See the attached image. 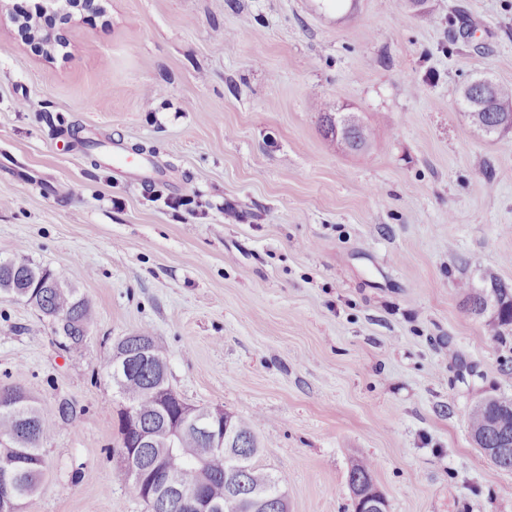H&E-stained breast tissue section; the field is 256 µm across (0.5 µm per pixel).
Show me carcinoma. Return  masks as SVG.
Returning a JSON list of instances; mask_svg holds the SVG:
<instances>
[{"label":"carcinoma","mask_w":512,"mask_h":512,"mask_svg":"<svg viewBox=\"0 0 512 512\" xmlns=\"http://www.w3.org/2000/svg\"><path fill=\"white\" fill-rule=\"evenodd\" d=\"M455 101L470 106L475 102L481 111L469 113L472 122L484 133L512 128V86L489 78H477L455 91ZM325 136L345 153L363 151L373 145L370 125L356 119L348 128L336 129L334 117L337 103L318 100ZM57 276L25 257L0 261V291L36 309L48 320L54 334L61 338L59 346L68 351L85 341L94 311L89 300L72 285L50 282ZM484 286L475 288L468 281L458 288L465 297L468 312L482 316L493 308L489 325L497 329L512 325V287L498 276L487 273ZM118 348L140 356L150 349L153 358L166 362L162 348L152 336L139 332L119 341ZM105 370L111 377L119 400L136 408L140 430L162 437L164 415L176 413V403L163 396L161 374L144 365L131 366L120 378L112 373V361ZM124 411H117L119 448L135 450L132 461L120 462V472L129 492L141 499L144 488L132 477L135 469H148L159 462L169 469L171 478L180 487L181 495L172 497L163 485H157L158 496L149 512H194V497L201 495L222 506L223 512H250L252 496L266 493L269 500L263 512H288L286 496L280 495V480L257 468L254 458L259 453L255 436L256 422L231 417L235 434L230 447L209 450L197 433L184 430L173 448L158 441L154 448H139V434L125 428ZM472 440L480 448H505L495 465L512 471V400L493 397L488 403H477L469 413ZM56 427L43 419L34 397L17 384L0 385V512H23L25 501L36 495L45 478L43 447L54 435ZM375 463L368 459L352 462L348 474L350 488L368 489L373 482Z\"/></svg>","instance_id":"carcinoma-1"}]
</instances>
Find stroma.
Here are the masks:
<instances>
[{
  "label": "stroma",
  "mask_w": 512,
  "mask_h": 512,
  "mask_svg": "<svg viewBox=\"0 0 512 512\" xmlns=\"http://www.w3.org/2000/svg\"><path fill=\"white\" fill-rule=\"evenodd\" d=\"M0 0V260L24 256L92 304L83 345L0 294V383L56 423L24 512H147L119 477L103 369L146 331L189 404L257 416L256 464L288 512H353L372 458L386 512H512V471L468 415L512 399V325L462 281L512 285V133L450 88L512 84V0H100L68 46L23 42ZM325 96L375 129L343 154ZM121 144L134 166H113ZM77 404L59 424L61 400ZM483 283V288H474L468 281L460 282L467 311L482 316L492 307L493 314L489 319L492 328L512 325V287L493 273H486ZM375 463L368 459H357L352 462L348 474V482L352 492V489L361 487L363 490H367L373 482V470Z\"/></svg>",
  "instance_id": "stroma-1"
}]
</instances>
